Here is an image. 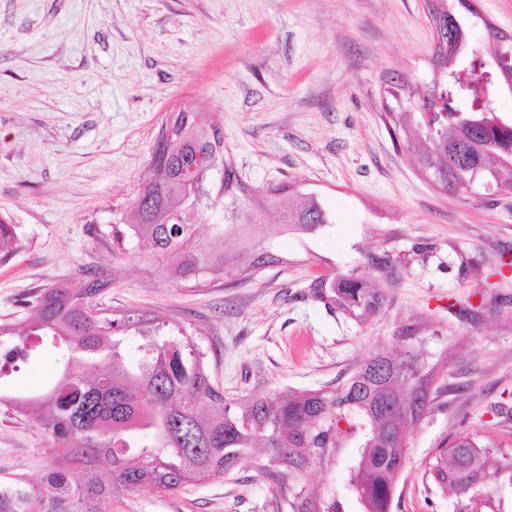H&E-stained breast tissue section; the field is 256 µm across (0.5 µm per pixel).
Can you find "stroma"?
<instances>
[{
  "mask_svg": "<svg viewBox=\"0 0 512 512\" xmlns=\"http://www.w3.org/2000/svg\"><path fill=\"white\" fill-rule=\"evenodd\" d=\"M426 0H0V215L16 251L0 259V321L24 317L39 290L78 277L108 283L109 311L159 315L192 336L226 398L285 396L344 384L373 353L417 355L425 414L407 429L390 512H459L426 471L461 434L512 465V193L452 194L433 185L393 119L394 78L435 77ZM471 48L488 27L512 35V0H478ZM218 127L250 186L316 193L332 233L282 234L280 263L174 279L148 249L113 241L149 173L171 113ZM389 254L385 302L366 321L308 295L331 268L373 277ZM70 358L48 348L0 389L38 394ZM53 438L0 413V479L38 483ZM343 441L306 466L252 448L224 475L171 493L113 496L107 512H364Z\"/></svg>",
  "mask_w": 512,
  "mask_h": 512,
  "instance_id": "1",
  "label": "stroma"
}]
</instances>
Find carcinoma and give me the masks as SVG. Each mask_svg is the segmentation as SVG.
I'll return each instance as SVG.
<instances>
[{
  "instance_id": "1",
  "label": "carcinoma",
  "mask_w": 512,
  "mask_h": 512,
  "mask_svg": "<svg viewBox=\"0 0 512 512\" xmlns=\"http://www.w3.org/2000/svg\"><path fill=\"white\" fill-rule=\"evenodd\" d=\"M433 42L446 71L438 95L418 97V108L431 112L435 129L416 124L402 128L419 140V163L452 192L469 188L475 167L496 185L512 164V123L487 111L496 94L498 74L473 53L454 57L453 46L468 45V17L448 9V0H432ZM160 135L151 154L149 176L115 233L121 244L135 239L151 253L171 261V273L198 285L207 275L229 272L241 257L250 267L280 262L263 232V216L277 212L282 231L300 238L333 226L330 213L314 193L288 187L255 194L224 159V142L179 112ZM199 153L222 163L224 204L246 213L239 224H215L224 248L194 242L196 199L183 173ZM14 230L0 218V256L13 250ZM107 283L88 277L44 288L34 301V321L0 323V379L7 368L30 360L47 347H65L72 362L57 384L36 396L0 392V406L21 416L43 412L40 422L62 450L40 484L22 478L0 481V512H106L105 503L120 490L144 486L177 491L193 482L224 474L241 453L257 444L274 460L298 466L324 455L347 436L361 433L360 460L353 487L365 512H389L395 481L406 459L407 426L427 410L425 380L414 357L385 353L369 357L342 387L305 391L288 397H252L232 403L211 383L192 337L160 316L122 312L106 315L93 304ZM314 299L367 319L383 302L376 280L352 270H333L309 285ZM133 330L147 340L144 355L124 360L123 336ZM346 423L347 428L340 427ZM101 455L112 462L113 481L101 482L94 465ZM429 476L461 502L460 512H486L481 489L491 484L485 445L470 434L458 436L430 462Z\"/></svg>"
}]
</instances>
